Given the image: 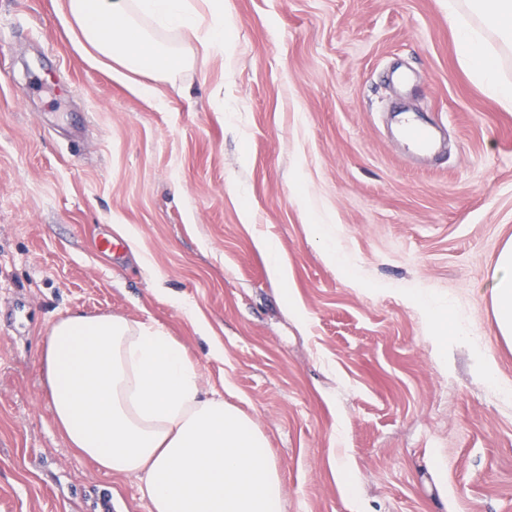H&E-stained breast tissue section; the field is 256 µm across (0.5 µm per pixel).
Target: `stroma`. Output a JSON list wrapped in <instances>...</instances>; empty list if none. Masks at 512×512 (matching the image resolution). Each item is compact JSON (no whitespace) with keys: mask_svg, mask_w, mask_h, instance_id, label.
I'll return each instance as SVG.
<instances>
[{"mask_svg":"<svg viewBox=\"0 0 512 512\" xmlns=\"http://www.w3.org/2000/svg\"><path fill=\"white\" fill-rule=\"evenodd\" d=\"M228 2L233 51L163 32L194 63L149 97L86 61L63 0H0V512H148L54 426L42 338L76 312L166 326L265 436L279 512H512L492 307L512 108L459 61L448 8L478 17ZM404 111L439 127L438 156L391 133ZM415 295L448 306L447 343Z\"/></svg>","mask_w":512,"mask_h":512,"instance_id":"1","label":"stroma"}]
</instances>
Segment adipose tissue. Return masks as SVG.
Returning <instances> with one entry per match:
<instances>
[{"label":"adipose tissue","mask_w":512,"mask_h":512,"mask_svg":"<svg viewBox=\"0 0 512 512\" xmlns=\"http://www.w3.org/2000/svg\"><path fill=\"white\" fill-rule=\"evenodd\" d=\"M65 0L63 13L88 61L116 76L174 78L188 59L159 39L181 30L223 52L224 0ZM480 26L461 23L456 51L504 105L512 86L498 76L484 30L512 39V0H470ZM497 328L512 342V239L494 269ZM53 421L99 470L133 476L149 512H278L281 481L264 435L217 390H203L198 365L162 325L122 315L69 314L42 342Z\"/></svg>","instance_id":"ef3b65f1"}]
</instances>
